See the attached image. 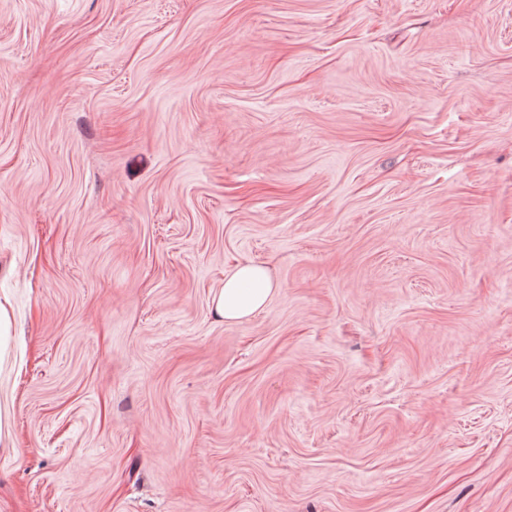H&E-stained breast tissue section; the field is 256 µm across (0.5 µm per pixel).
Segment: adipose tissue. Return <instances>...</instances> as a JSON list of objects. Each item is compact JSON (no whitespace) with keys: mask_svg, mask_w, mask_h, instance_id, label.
Listing matches in <instances>:
<instances>
[{"mask_svg":"<svg viewBox=\"0 0 512 512\" xmlns=\"http://www.w3.org/2000/svg\"><path fill=\"white\" fill-rule=\"evenodd\" d=\"M274 292L270 272L263 266L248 263L239 266L224 279L213 297V308L225 322L242 321L262 310Z\"/></svg>","mask_w":512,"mask_h":512,"instance_id":"ef3b65f1","label":"adipose tissue"}]
</instances>
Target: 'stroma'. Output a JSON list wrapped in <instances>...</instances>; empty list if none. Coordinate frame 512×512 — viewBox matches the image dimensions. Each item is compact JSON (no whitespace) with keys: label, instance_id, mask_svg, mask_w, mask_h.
<instances>
[{"label":"stroma","instance_id":"obj_1","mask_svg":"<svg viewBox=\"0 0 512 512\" xmlns=\"http://www.w3.org/2000/svg\"><path fill=\"white\" fill-rule=\"evenodd\" d=\"M3 296L0 512H512V0H0ZM274 287L265 267L243 264L224 277V286L213 297V308L225 322L242 321L266 306Z\"/></svg>","mask_w":512,"mask_h":512}]
</instances>
